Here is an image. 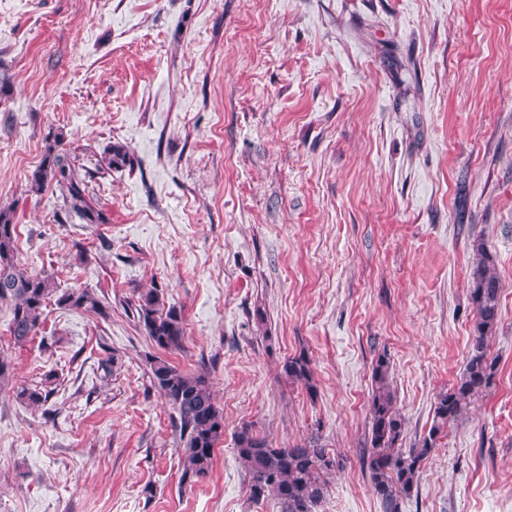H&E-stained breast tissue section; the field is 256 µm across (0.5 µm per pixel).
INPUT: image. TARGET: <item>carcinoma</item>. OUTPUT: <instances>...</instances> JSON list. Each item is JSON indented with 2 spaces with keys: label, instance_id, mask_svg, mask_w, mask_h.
Masks as SVG:
<instances>
[{
  "label": "carcinoma",
  "instance_id": "cac0c4a2",
  "mask_svg": "<svg viewBox=\"0 0 512 512\" xmlns=\"http://www.w3.org/2000/svg\"><path fill=\"white\" fill-rule=\"evenodd\" d=\"M78 159L79 156L61 148L60 136L46 140L42 161L31 178L32 187H57L68 215L83 224H104L105 215L92 203L94 189ZM129 162V148L117 143L102 158L100 169L117 170ZM15 237L12 211L0 209V302L11 307L9 332L15 345L23 346L34 339L42 329L45 310L52 300L62 309L103 313L100 300L89 290L58 295L53 275H29L19 268L14 260ZM473 248L470 301L475 322L469 355L456 383L437 394L428 434L408 448L403 447L405 422L396 407L390 358L384 352L376 358L363 467L368 470L384 512H402L403 499L416 485L422 464L436 448L448 424L457 421L468 405L482 397L497 375L498 362L490 355L488 342L498 324L501 283L490 270L484 243L477 239ZM125 305L136 311L138 322L153 346L164 352L182 349L184 315L176 306L165 303L161 289H141ZM147 363L151 384L164 395L175 413L172 427L183 459L181 482H197L213 469L215 449L224 439V413L216 403L210 374L203 366L184 370L157 355L148 356ZM283 370L288 380L314 394L313 371L306 355L289 358ZM12 380L11 364L0 359V390L12 389L19 403L37 407L53 393L46 385L15 387ZM234 449L245 469L251 499L258 502L272 496L280 505V512H314L327 491L326 476L340 466L320 444L318 433L296 444L275 446L251 425L243 424L234 434Z\"/></svg>",
  "mask_w": 512,
  "mask_h": 512
}]
</instances>
